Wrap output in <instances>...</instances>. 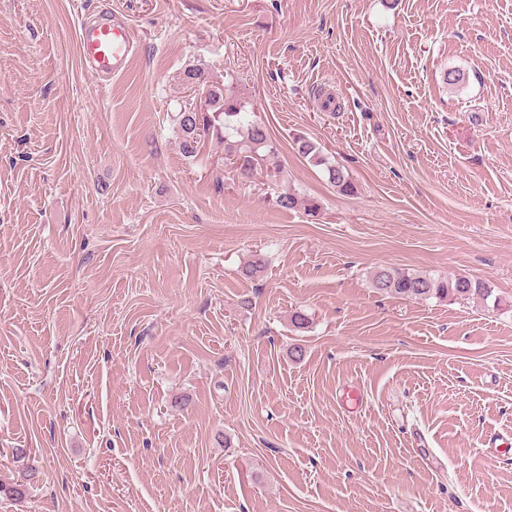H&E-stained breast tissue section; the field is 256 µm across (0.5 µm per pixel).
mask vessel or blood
<instances>
[{"instance_id": "vessel-or-blood-1", "label": "vessel or blood", "mask_w": 512, "mask_h": 512, "mask_svg": "<svg viewBox=\"0 0 512 512\" xmlns=\"http://www.w3.org/2000/svg\"><path fill=\"white\" fill-rule=\"evenodd\" d=\"M78 47L84 69L105 84L128 68L136 52L137 38L127 18L101 8L82 20Z\"/></svg>"}]
</instances>
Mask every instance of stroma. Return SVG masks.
<instances>
[{"label": "stroma", "mask_w": 512, "mask_h": 512, "mask_svg": "<svg viewBox=\"0 0 512 512\" xmlns=\"http://www.w3.org/2000/svg\"><path fill=\"white\" fill-rule=\"evenodd\" d=\"M99 2L105 85L83 0H0V482L37 471L0 512H512V0ZM196 65L269 130L251 180L179 150ZM77 37L84 69L103 84L128 68L138 43L127 18L108 8L83 19ZM295 145L300 155L313 161L317 166L325 167L324 172L328 182L336 187L339 192L347 195L354 193L355 186L348 173L340 167L328 165L321 154L320 148L314 141L305 136H299L295 139ZM371 280L373 288L380 292L410 300H445L450 297L468 302L487 300L492 295V289L486 282L463 275L442 277L385 267L377 269Z\"/></svg>", "instance_id": "1"}]
</instances>
